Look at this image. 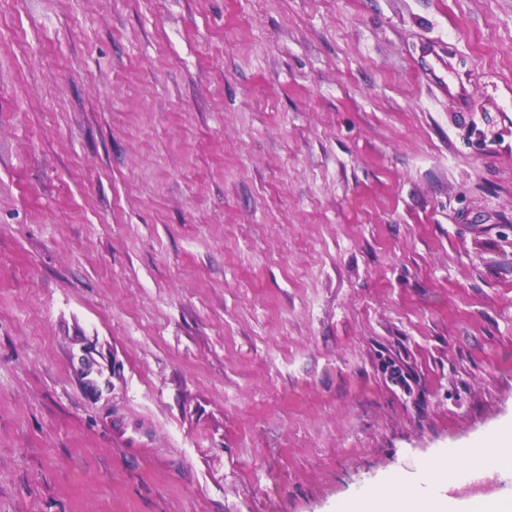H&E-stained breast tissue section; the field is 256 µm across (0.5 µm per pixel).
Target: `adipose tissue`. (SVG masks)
Returning <instances> with one entry per match:
<instances>
[{"instance_id":"adipose-tissue-1","label":"adipose tissue","mask_w":512,"mask_h":512,"mask_svg":"<svg viewBox=\"0 0 512 512\" xmlns=\"http://www.w3.org/2000/svg\"><path fill=\"white\" fill-rule=\"evenodd\" d=\"M512 472V426L502 428L472 446L445 450L427 461L420 484L402 490L397 476L363 488L341 501L336 512H474L473 500L448 496L450 477H495Z\"/></svg>"}]
</instances>
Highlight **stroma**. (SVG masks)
I'll return each mask as SVG.
<instances>
[{
    "instance_id": "stroma-1",
    "label": "stroma",
    "mask_w": 512,
    "mask_h": 512,
    "mask_svg": "<svg viewBox=\"0 0 512 512\" xmlns=\"http://www.w3.org/2000/svg\"><path fill=\"white\" fill-rule=\"evenodd\" d=\"M511 422L512 0H0V512H336ZM91 347L83 349L84 354L81 357V372L80 376L85 387L91 392H98V377H102V372L95 368L96 361L93 359Z\"/></svg>"
}]
</instances>
